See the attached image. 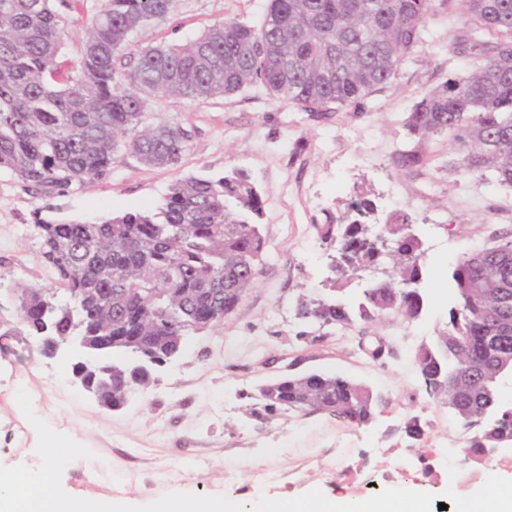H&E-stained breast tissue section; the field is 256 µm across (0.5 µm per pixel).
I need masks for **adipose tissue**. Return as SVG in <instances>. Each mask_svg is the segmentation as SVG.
Returning a JSON list of instances; mask_svg holds the SVG:
<instances>
[{
	"label": "adipose tissue",
	"instance_id": "adipose-tissue-1",
	"mask_svg": "<svg viewBox=\"0 0 512 512\" xmlns=\"http://www.w3.org/2000/svg\"><path fill=\"white\" fill-rule=\"evenodd\" d=\"M47 467L36 474L0 471V512H128L126 504L111 498H81L54 489L53 469L66 451L53 440L44 445ZM266 512H432L426 494H390L349 500L318 493L301 500L269 506ZM456 512H512V481L494 482L492 490L477 491L457 502Z\"/></svg>",
	"mask_w": 512,
	"mask_h": 512
}]
</instances>
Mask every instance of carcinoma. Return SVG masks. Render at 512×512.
Masks as SVG:
<instances>
[{
	"label": "carcinoma",
	"mask_w": 512,
	"mask_h": 512,
	"mask_svg": "<svg viewBox=\"0 0 512 512\" xmlns=\"http://www.w3.org/2000/svg\"><path fill=\"white\" fill-rule=\"evenodd\" d=\"M469 27L455 39L478 64L417 101L403 126L410 142L392 157L400 171L427 164L423 141L446 136L456 158L448 169L512 188V0H456ZM91 13L80 58L62 53L69 16ZM175 0H0V171L34 196H62L109 175L121 153L152 167L176 165L188 148L174 122L143 123L150 103L179 96H232L258 84L279 103L328 119L395 79L423 44L434 0H270L257 19L228 17L185 43L123 53L130 37L165 19ZM360 199L322 225L338 243L330 271L340 290L368 281L351 311L328 296L300 303L297 318L322 326L372 321L423 307L421 242L411 220L370 221ZM263 201L242 170L173 184L151 213H126L100 224L36 219L42 257L68 298L21 317L37 336H90L106 350L96 367L112 384L98 400L123 406L132 388L179 357L185 338L224 322L256 281L265 241ZM398 268L378 278L385 261ZM456 305L448 330L416 353L427 396L467 428H481L465 457L475 466L494 448L512 447V411L497 400L512 376V239L464 252L451 273ZM469 370L459 375L463 358ZM279 400L261 413H321L348 425L372 422L382 406L365 385L310 372L269 382Z\"/></svg>",
	"instance_id": "cac0c4a2"
}]
</instances>
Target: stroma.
<instances>
[{
    "instance_id": "35a3bbf8",
    "label": "stroma",
    "mask_w": 512,
    "mask_h": 512,
    "mask_svg": "<svg viewBox=\"0 0 512 512\" xmlns=\"http://www.w3.org/2000/svg\"><path fill=\"white\" fill-rule=\"evenodd\" d=\"M267 0H176L173 13L131 38L128 52L184 41L224 18H250ZM453 0H438L423 44L396 78L365 105L341 109L326 121L272 101L257 85L203 100L164 97L147 121L174 120L191 135L173 167H149L121 154L109 177L74 187L64 197L36 198L0 172V469L39 472L42 440L70 450L56 471L57 491L124 498L131 512H153L171 497L224 498L251 512L318 491L353 500L421 490L432 504L454 491L484 488L489 472L512 478V463L464 460L472 433L428 398L415 354L448 328L455 306L451 272L457 257L490 245L512 229V188L445 171L453 155L447 137L423 144L429 165L400 171L394 153L407 142L403 122L414 103L441 84L473 70L474 58L454 40L466 26ZM248 173L263 200L264 256L255 283L218 326L190 336L158 382L134 388L117 411L102 408L73 381L69 347L48 350L17 311L20 288L59 291L41 255L36 217L98 223L128 212H152L169 187L190 177ZM375 203L379 222L408 214L424 250V307L413 320L395 313L351 326L303 323L300 300L339 295L360 300L354 280L334 292L328 279L335 242H322L327 213L352 200ZM390 356L373 360L376 341ZM318 371L368 386L387 404L370 424L354 427L320 413L285 411L255 417L256 388L275 378ZM418 417L420 437L407 436ZM428 454L424 474L419 454ZM279 479L267 482L263 473Z\"/></svg>"
}]
</instances>
